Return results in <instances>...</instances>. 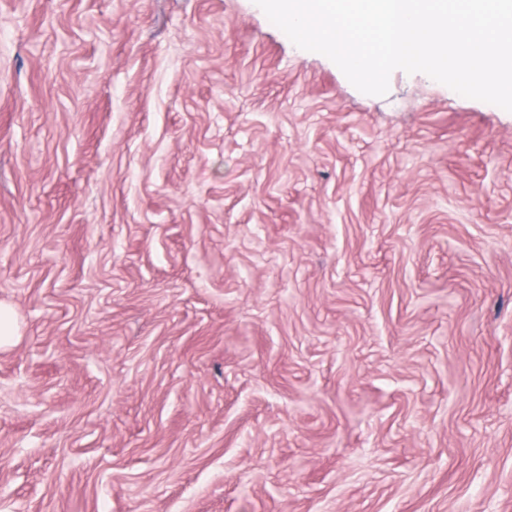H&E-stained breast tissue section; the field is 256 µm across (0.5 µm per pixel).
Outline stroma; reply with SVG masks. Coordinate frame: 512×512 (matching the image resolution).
I'll return each instance as SVG.
<instances>
[{
    "mask_svg": "<svg viewBox=\"0 0 512 512\" xmlns=\"http://www.w3.org/2000/svg\"><path fill=\"white\" fill-rule=\"evenodd\" d=\"M0 305V512H512V112L254 0H0Z\"/></svg>",
    "mask_w": 512,
    "mask_h": 512,
    "instance_id": "1",
    "label": "stroma"
}]
</instances>
